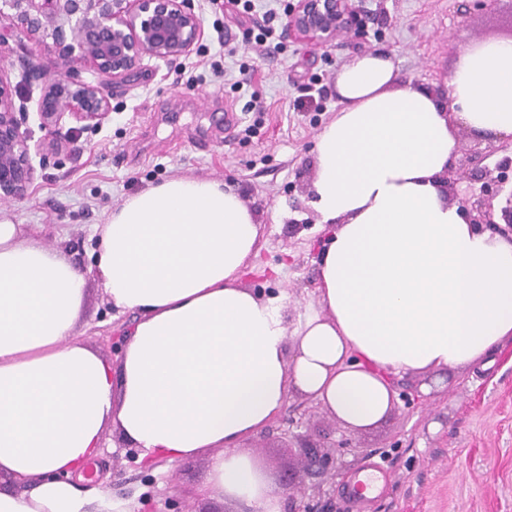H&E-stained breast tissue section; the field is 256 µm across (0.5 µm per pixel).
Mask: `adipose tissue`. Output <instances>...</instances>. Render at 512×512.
I'll return each mask as SVG.
<instances>
[{"instance_id": "ef3b65f1", "label": "adipose tissue", "mask_w": 512, "mask_h": 512, "mask_svg": "<svg viewBox=\"0 0 512 512\" xmlns=\"http://www.w3.org/2000/svg\"><path fill=\"white\" fill-rule=\"evenodd\" d=\"M449 104L367 53L336 78L312 203L328 226L317 312L289 330L284 298L244 287L261 226L219 180L174 176L115 206L96 273L136 313L112 367L78 337L86 275L0 220V512H133L71 482L108 427L144 465L213 456L211 499L281 512V489L238 449L298 395L344 426L390 412V377L465 368L512 339V242L478 232L439 177L453 123L512 134V40L457 57Z\"/></svg>"}]
</instances>
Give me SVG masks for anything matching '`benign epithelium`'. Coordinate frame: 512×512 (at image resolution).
Segmentation results:
<instances>
[{
	"label": "benign epithelium",
	"mask_w": 512,
	"mask_h": 512,
	"mask_svg": "<svg viewBox=\"0 0 512 512\" xmlns=\"http://www.w3.org/2000/svg\"><path fill=\"white\" fill-rule=\"evenodd\" d=\"M351 0H296L288 6L284 34L328 44L339 32L360 34ZM203 37L190 0H0V46L9 39L46 46L52 40L57 74L38 101L40 127L59 131L65 117L95 126L108 115L114 92L144 58L174 61L192 53ZM91 72L80 78L78 70ZM18 85L0 71V199H21L33 182L25 108L16 107ZM459 166L472 171L460 195L453 167L442 175L448 195L459 199L470 224H493L512 241V136L477 139ZM333 454L311 452L289 512H307L305 479L331 469Z\"/></svg>",
	"instance_id": "benign-epithelium-1"
}]
</instances>
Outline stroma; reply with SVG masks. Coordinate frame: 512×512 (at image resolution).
I'll return each mask as SVG.
<instances>
[{
    "instance_id": "35a3bbf8",
    "label": "stroma",
    "mask_w": 512,
    "mask_h": 512,
    "mask_svg": "<svg viewBox=\"0 0 512 512\" xmlns=\"http://www.w3.org/2000/svg\"><path fill=\"white\" fill-rule=\"evenodd\" d=\"M289 0H193L204 35L192 54L166 63L144 59L130 86L114 93L101 124L77 129L61 152L34 156L27 196L0 202V217L32 230L50 249H64L87 268L80 322L83 339L118 363L108 336L135 315L112 309L95 262L96 225L112 207L138 191L182 175L231 185L262 225L261 247L250 260L244 285L262 298L288 299V326L317 310L321 217L311 204L318 136L338 109L336 74L354 55L383 52L402 80L447 84L459 53L473 42L512 37V0H355L367 19L362 38L338 34L314 46L276 34L261 44L266 14L283 26ZM52 72L55 59L34 42L10 43L0 69L18 79L27 60ZM239 118L224 130V110ZM490 368L449 372L426 400L418 383L396 379L388 416L364 431H340L318 403L291 397L265 428L238 449L254 458L275 484L298 472L303 458L296 435L308 444L340 438L352 450L313 479L306 500L314 512H354L344 488L365 463L388 478L367 512H512V339L496 350ZM211 451L164 463L137 465V452L114 429L103 434L95 460L99 480L75 485L101 498L130 503L149 497L173 500L181 512H215L199 495Z\"/></svg>"
}]
</instances>
